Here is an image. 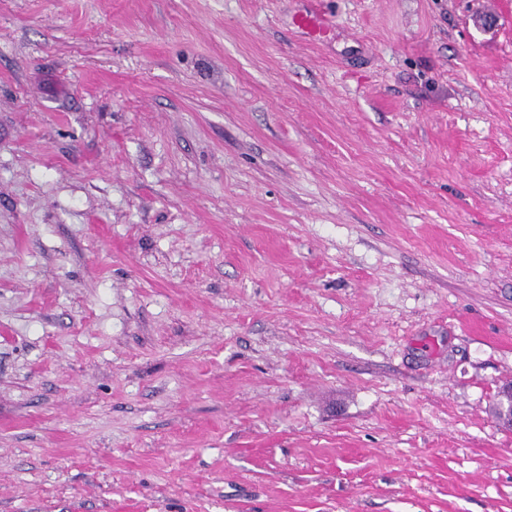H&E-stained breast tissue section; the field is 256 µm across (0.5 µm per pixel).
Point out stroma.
Instances as JSON below:
<instances>
[{
    "mask_svg": "<svg viewBox=\"0 0 512 512\" xmlns=\"http://www.w3.org/2000/svg\"><path fill=\"white\" fill-rule=\"evenodd\" d=\"M508 383L512 0H0V512H512ZM296 23L302 28L313 40H320L327 33L330 22L325 16L315 13H305L297 17Z\"/></svg>",
    "mask_w": 512,
    "mask_h": 512,
    "instance_id": "35a3bbf8",
    "label": "stroma"
}]
</instances>
